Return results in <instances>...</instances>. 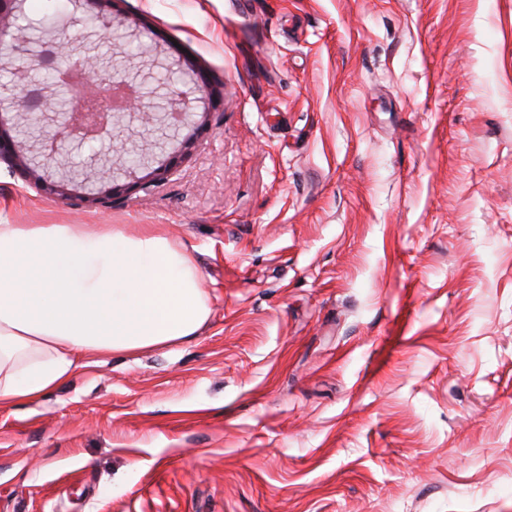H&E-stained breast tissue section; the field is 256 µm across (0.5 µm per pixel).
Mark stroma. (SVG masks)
<instances>
[{
  "instance_id": "stroma-1",
  "label": "stroma",
  "mask_w": 512,
  "mask_h": 512,
  "mask_svg": "<svg viewBox=\"0 0 512 512\" xmlns=\"http://www.w3.org/2000/svg\"><path fill=\"white\" fill-rule=\"evenodd\" d=\"M62 18L209 126L87 207L0 162V222L151 225L190 251L193 340L0 409V512H512V0H115Z\"/></svg>"
}]
</instances>
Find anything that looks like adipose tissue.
Segmentation results:
<instances>
[{"instance_id": "adipose-tissue-1", "label": "adipose tissue", "mask_w": 512, "mask_h": 512, "mask_svg": "<svg viewBox=\"0 0 512 512\" xmlns=\"http://www.w3.org/2000/svg\"><path fill=\"white\" fill-rule=\"evenodd\" d=\"M192 258L161 229L0 224V408L95 358L194 339L211 315Z\"/></svg>"}]
</instances>
